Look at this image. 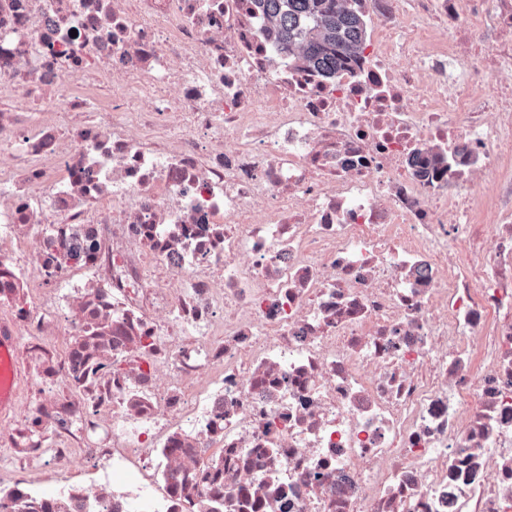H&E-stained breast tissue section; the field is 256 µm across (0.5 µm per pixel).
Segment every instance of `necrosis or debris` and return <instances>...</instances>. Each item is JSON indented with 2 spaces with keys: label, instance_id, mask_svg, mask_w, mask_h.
<instances>
[{
  "label": "necrosis or debris",
  "instance_id": "1",
  "mask_svg": "<svg viewBox=\"0 0 512 512\" xmlns=\"http://www.w3.org/2000/svg\"><path fill=\"white\" fill-rule=\"evenodd\" d=\"M511 67L512 0L332 79L251 0H0V512H512Z\"/></svg>",
  "mask_w": 512,
  "mask_h": 512
}]
</instances>
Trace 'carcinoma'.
<instances>
[{
  "label": "carcinoma",
  "instance_id": "cac0c4a2",
  "mask_svg": "<svg viewBox=\"0 0 512 512\" xmlns=\"http://www.w3.org/2000/svg\"><path fill=\"white\" fill-rule=\"evenodd\" d=\"M268 34L298 60L331 78L366 44L363 0H252Z\"/></svg>",
  "mask_w": 512,
  "mask_h": 512
}]
</instances>
